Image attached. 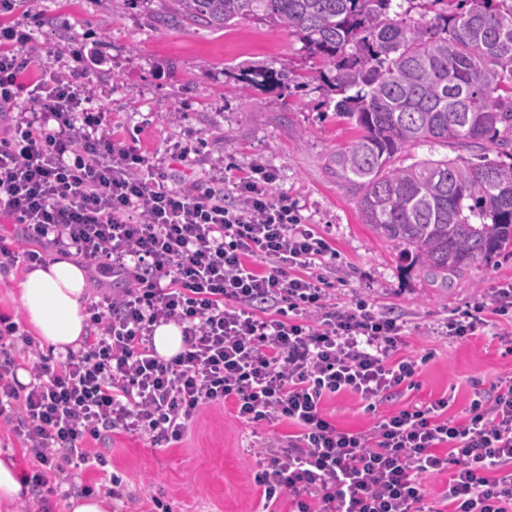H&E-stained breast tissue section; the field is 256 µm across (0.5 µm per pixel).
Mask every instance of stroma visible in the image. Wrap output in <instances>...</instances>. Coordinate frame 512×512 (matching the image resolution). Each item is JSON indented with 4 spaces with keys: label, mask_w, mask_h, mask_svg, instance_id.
Segmentation results:
<instances>
[{
    "label": "stroma",
    "mask_w": 512,
    "mask_h": 512,
    "mask_svg": "<svg viewBox=\"0 0 512 512\" xmlns=\"http://www.w3.org/2000/svg\"><path fill=\"white\" fill-rule=\"evenodd\" d=\"M161 0H138L119 10L113 0H11L0 9V27L30 33L41 53L21 80L71 71L58 46L78 43L96 54L81 83L89 105L103 113L114 139L136 144L149 161L170 160L190 146L188 163H172L176 185L209 186L226 165L240 170L271 166L275 192L287 194L305 223L336 251L332 298L337 308L367 299L375 311L402 318L407 349L423 362L414 386H400L378 407L390 414L443 396L449 414L463 416L475 393L512 376V351L497 338L499 326L460 342L436 335L454 313L471 308L480 294L512 283V255L503 253L441 283L403 270L399 249L363 224L359 192L338 181L332 158L357 135L337 117L326 73L287 28L242 19L214 29L161 20ZM257 70L287 71L288 85L245 83ZM327 418L338 427L365 430L373 415L358 396L325 399ZM294 425L254 429L230 407L201 409L187 434L167 447L124 433L106 443V469L69 470L47 497V512H70L71 498L86 487L101 490L110 475L122 480L112 512H152L154 499L173 512H260L251 449L286 447Z\"/></svg>",
    "instance_id": "stroma-1"
}]
</instances>
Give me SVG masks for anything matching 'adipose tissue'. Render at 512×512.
Here are the masks:
<instances>
[{
	"mask_svg": "<svg viewBox=\"0 0 512 512\" xmlns=\"http://www.w3.org/2000/svg\"><path fill=\"white\" fill-rule=\"evenodd\" d=\"M18 294L28 323L53 354L64 355L80 346L86 334L89 298L81 265L70 256L56 255L25 274Z\"/></svg>",
	"mask_w": 512,
	"mask_h": 512,
	"instance_id": "1",
	"label": "adipose tissue"
}]
</instances>
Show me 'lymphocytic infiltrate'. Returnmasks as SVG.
Returning <instances> with one entry per match:
<instances>
[{
    "instance_id": "1",
    "label": "lymphocytic infiltrate",
    "mask_w": 512,
    "mask_h": 512,
    "mask_svg": "<svg viewBox=\"0 0 512 512\" xmlns=\"http://www.w3.org/2000/svg\"><path fill=\"white\" fill-rule=\"evenodd\" d=\"M38 56L29 33L0 30V110L10 111L0 219L20 227L0 237V273L54 247L119 285L90 304L78 350L54 363L30 348L25 387L9 352L19 325L0 315V427L34 461L35 497L68 469L106 466L87 439L178 442L204 406L228 403L254 427L298 429L287 448L252 451L265 506L285 497L292 512H512V377L461 419L445 398L377 413L417 373L406 326L362 298L329 311L330 247L275 193V170L257 163L204 190L170 187L164 168L104 128L78 71L23 85ZM488 309L511 315L512 285L450 316L447 335H478ZM165 324L183 339L167 360L153 344ZM343 392L375 410L369 430L324 416L323 400ZM426 473L447 474L440 498L424 489Z\"/></svg>"
}]
</instances>
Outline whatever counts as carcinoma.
Masks as SVG:
<instances>
[{
    "mask_svg": "<svg viewBox=\"0 0 512 512\" xmlns=\"http://www.w3.org/2000/svg\"><path fill=\"white\" fill-rule=\"evenodd\" d=\"M165 18L288 28L331 73L336 115L358 129L333 162L361 191L362 223L448 281L512 248V0H457L428 25L393 0H165ZM474 146L476 160L397 163L406 147Z\"/></svg>",
    "mask_w": 512,
    "mask_h": 512,
    "instance_id": "cac0c4a2",
    "label": "carcinoma"
}]
</instances>
